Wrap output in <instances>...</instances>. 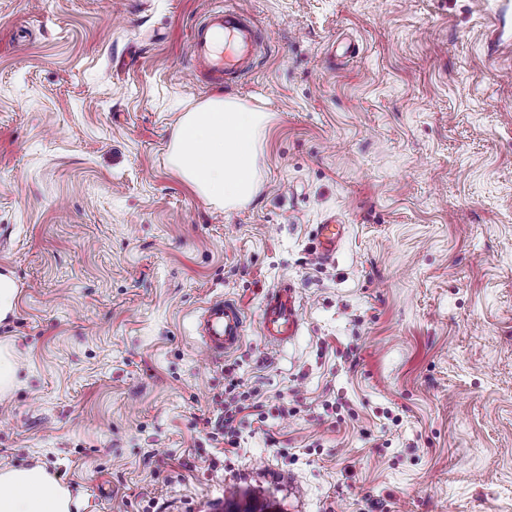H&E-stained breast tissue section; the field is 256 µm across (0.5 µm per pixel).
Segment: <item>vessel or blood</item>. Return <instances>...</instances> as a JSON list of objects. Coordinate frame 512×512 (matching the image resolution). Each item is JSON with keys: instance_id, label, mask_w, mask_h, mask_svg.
I'll list each match as a JSON object with an SVG mask.
<instances>
[{"instance_id": "obj_1", "label": "vessel or blood", "mask_w": 512, "mask_h": 512, "mask_svg": "<svg viewBox=\"0 0 512 512\" xmlns=\"http://www.w3.org/2000/svg\"><path fill=\"white\" fill-rule=\"evenodd\" d=\"M264 41L250 12L240 7H214L192 28L188 48L190 65L201 82L224 88L250 73ZM344 235L343 225L328 222L314 230L321 259L332 258ZM301 308L291 283L281 282L266 292L259 319L265 343L281 346L298 335ZM245 316L240 304L219 297L205 303L198 321L204 351L214 358L233 352L243 341Z\"/></svg>"}]
</instances>
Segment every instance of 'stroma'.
<instances>
[{
	"mask_svg": "<svg viewBox=\"0 0 512 512\" xmlns=\"http://www.w3.org/2000/svg\"><path fill=\"white\" fill-rule=\"evenodd\" d=\"M218 0H0V466L82 512H512V0H219L267 44L229 97L271 114L230 211L167 163ZM345 235L321 261L315 225ZM289 280L300 335H259ZM246 315L203 363L208 300ZM258 390L216 450L226 374Z\"/></svg>",
	"mask_w": 512,
	"mask_h": 512,
	"instance_id": "stroma-1",
	"label": "stroma"
}]
</instances>
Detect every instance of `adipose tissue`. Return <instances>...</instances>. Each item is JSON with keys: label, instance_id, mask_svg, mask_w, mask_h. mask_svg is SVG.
<instances>
[{"label": "adipose tissue", "instance_id": "1", "mask_svg": "<svg viewBox=\"0 0 512 512\" xmlns=\"http://www.w3.org/2000/svg\"><path fill=\"white\" fill-rule=\"evenodd\" d=\"M267 124L263 110L230 97L208 99L181 115L168 163L206 201L235 209L260 189ZM51 483L40 466L0 467V512H71V493Z\"/></svg>", "mask_w": 512, "mask_h": 512}]
</instances>
